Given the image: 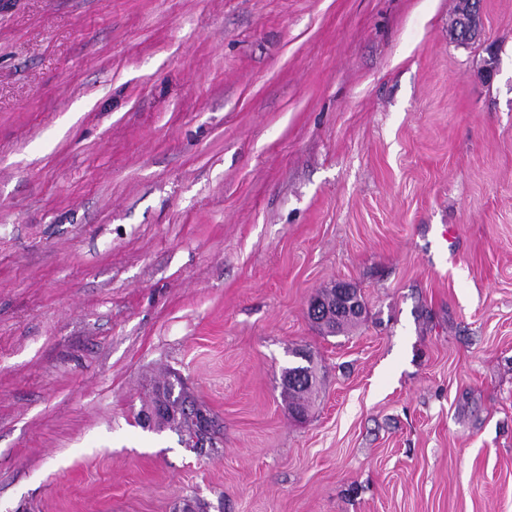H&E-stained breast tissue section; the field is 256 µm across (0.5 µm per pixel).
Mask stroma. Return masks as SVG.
I'll return each mask as SVG.
<instances>
[{
    "label": "stroma",
    "instance_id": "35a3bbf8",
    "mask_svg": "<svg viewBox=\"0 0 512 512\" xmlns=\"http://www.w3.org/2000/svg\"><path fill=\"white\" fill-rule=\"evenodd\" d=\"M456 5L0 0V512H512V0ZM473 2L472 0H459V20L464 28L465 41L476 39L482 26L479 12L471 6ZM309 379H312L309 382ZM284 394L288 409L296 416L304 415L313 390V373L309 367L288 368L284 376ZM174 385L168 383L159 391L153 403L151 421L158 426H175L186 431L188 442L194 445L210 441L219 430L217 419L198 406L189 396H174Z\"/></svg>",
    "mask_w": 512,
    "mask_h": 512
}]
</instances>
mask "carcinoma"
<instances>
[{
	"instance_id": "obj_1",
	"label": "carcinoma",
	"mask_w": 512,
	"mask_h": 512,
	"mask_svg": "<svg viewBox=\"0 0 512 512\" xmlns=\"http://www.w3.org/2000/svg\"><path fill=\"white\" fill-rule=\"evenodd\" d=\"M357 315L349 313L339 319L321 316L317 322L332 333L352 323ZM313 373L308 367H294L285 371L284 394L288 397V409L292 414L305 413L313 390ZM151 420L159 426H175L186 431L188 441L198 445L210 441L219 430L217 419L206 409L198 406L189 396L174 395L173 384L168 383L159 391L153 403Z\"/></svg>"
}]
</instances>
